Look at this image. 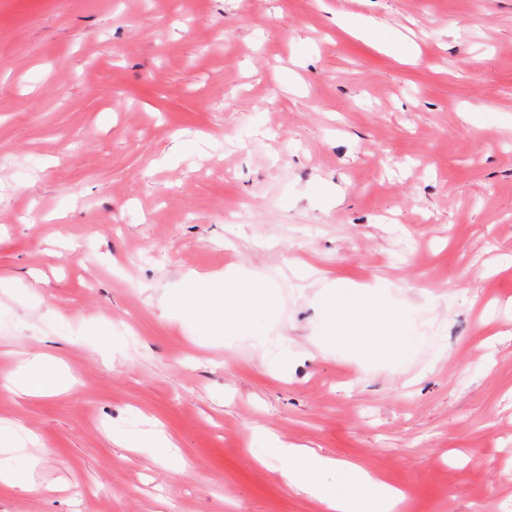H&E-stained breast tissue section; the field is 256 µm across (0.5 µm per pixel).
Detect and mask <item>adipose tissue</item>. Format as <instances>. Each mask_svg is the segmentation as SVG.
<instances>
[{
	"label": "adipose tissue",
	"instance_id": "1",
	"mask_svg": "<svg viewBox=\"0 0 512 512\" xmlns=\"http://www.w3.org/2000/svg\"><path fill=\"white\" fill-rule=\"evenodd\" d=\"M168 307L202 342L249 336L266 348L270 362L284 364L293 357L287 340L273 345L266 336L268 321L279 311L278 295L253 274L190 275L172 295ZM317 308L318 340L327 346H346L361 358L383 356L402 365L421 341L407 314L388 305L374 289L359 288L347 280L327 283L317 298ZM8 382L12 390L24 394L51 395L66 389L70 379L52 357L38 354L20 360ZM113 437L131 448L152 449L169 470H182L186 464L177 444L160 432L117 430ZM263 439V452L277 460L283 485L316 499L325 512H400L406 500L402 490L357 463L286 443L272 433L264 434ZM22 442L14 428L0 424V483L33 491L37 488L35 463L19 453ZM330 471L336 473V483L323 481V474Z\"/></svg>",
	"mask_w": 512,
	"mask_h": 512
}]
</instances>
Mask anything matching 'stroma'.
<instances>
[{
  "instance_id": "stroma-1",
  "label": "stroma",
  "mask_w": 512,
  "mask_h": 512,
  "mask_svg": "<svg viewBox=\"0 0 512 512\" xmlns=\"http://www.w3.org/2000/svg\"><path fill=\"white\" fill-rule=\"evenodd\" d=\"M0 56V420L40 459L0 512H323L259 430L405 512H512V0H0ZM239 268L284 369L168 310ZM335 279L418 309L405 367L318 346ZM22 353L74 386L10 391ZM143 416L182 472L113 442Z\"/></svg>"
}]
</instances>
